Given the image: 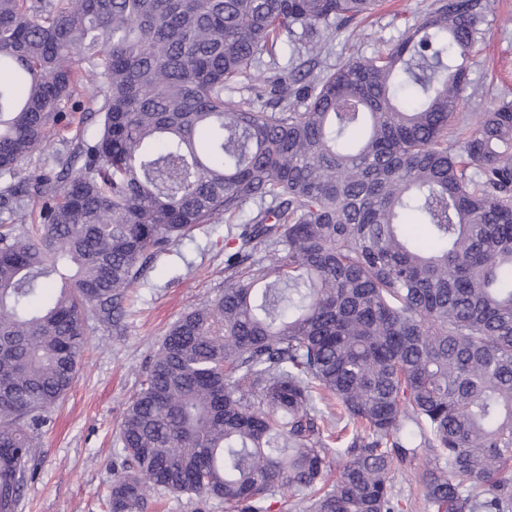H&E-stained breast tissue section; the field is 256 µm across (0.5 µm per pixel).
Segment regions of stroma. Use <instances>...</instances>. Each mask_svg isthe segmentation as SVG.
Masks as SVG:
<instances>
[{"label": "stroma", "mask_w": 512, "mask_h": 512, "mask_svg": "<svg viewBox=\"0 0 512 512\" xmlns=\"http://www.w3.org/2000/svg\"><path fill=\"white\" fill-rule=\"evenodd\" d=\"M433 0H381L364 18L335 24L324 32L322 71L352 57L371 58L388 51L406 26L424 17ZM470 60L461 108L471 118L501 99L512 100V0H495ZM291 55L279 46L263 57L254 78L237 82L233 99L257 111L271 110L264 82ZM229 225L217 220L170 249L155 255L128 289L117 322L89 317L88 344L79 373L50 421L35 436L27 479L16 512H112L110 491L122 461L120 428L128 403L169 327L186 312L224 290V248ZM144 512H225L219 499L158 492Z\"/></svg>", "instance_id": "stroma-1"}]
</instances>
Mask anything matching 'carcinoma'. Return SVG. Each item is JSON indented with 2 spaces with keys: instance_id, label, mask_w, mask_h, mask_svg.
I'll return each instance as SVG.
<instances>
[{
  "instance_id": "1",
  "label": "carcinoma",
  "mask_w": 512,
  "mask_h": 512,
  "mask_svg": "<svg viewBox=\"0 0 512 512\" xmlns=\"http://www.w3.org/2000/svg\"><path fill=\"white\" fill-rule=\"evenodd\" d=\"M374 5L0 0V512L86 314L112 319L155 253L249 201L224 292L168 329L127 407L112 512L159 491L401 512V468L426 512H512V101L453 133L491 0H435L387 53L316 71L320 28ZM283 39L276 108L224 95ZM83 79L94 137L13 182Z\"/></svg>"
}]
</instances>
